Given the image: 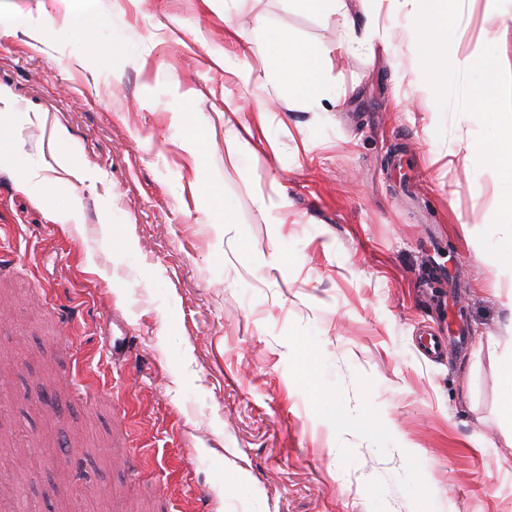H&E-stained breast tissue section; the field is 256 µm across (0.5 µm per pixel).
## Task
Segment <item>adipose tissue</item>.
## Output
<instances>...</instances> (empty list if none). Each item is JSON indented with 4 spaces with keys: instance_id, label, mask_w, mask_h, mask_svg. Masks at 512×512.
Listing matches in <instances>:
<instances>
[{
    "instance_id": "obj_1",
    "label": "adipose tissue",
    "mask_w": 512,
    "mask_h": 512,
    "mask_svg": "<svg viewBox=\"0 0 512 512\" xmlns=\"http://www.w3.org/2000/svg\"><path fill=\"white\" fill-rule=\"evenodd\" d=\"M263 53L276 64L293 92L303 98H314L324 80L316 62L317 49L307 46L290 47L287 36L275 37L262 46Z\"/></svg>"
}]
</instances>
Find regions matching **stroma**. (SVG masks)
<instances>
[{
	"instance_id": "stroma-1",
	"label": "stroma",
	"mask_w": 512,
	"mask_h": 512,
	"mask_svg": "<svg viewBox=\"0 0 512 512\" xmlns=\"http://www.w3.org/2000/svg\"><path fill=\"white\" fill-rule=\"evenodd\" d=\"M344 3L0 0L17 512H512L502 183L438 110L413 0ZM281 32L321 48L315 99L258 53ZM489 45L512 73V0H463L450 62ZM457 308L467 346L426 359Z\"/></svg>"
}]
</instances>
